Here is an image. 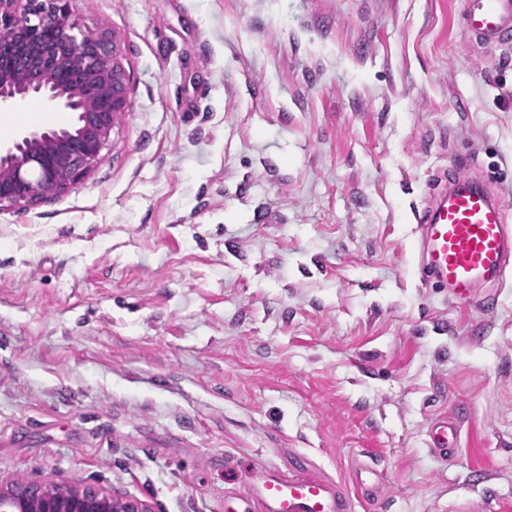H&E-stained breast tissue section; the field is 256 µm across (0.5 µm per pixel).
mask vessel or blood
<instances>
[{
	"instance_id": "1",
	"label": "vessel or blood",
	"mask_w": 512,
	"mask_h": 512,
	"mask_svg": "<svg viewBox=\"0 0 512 512\" xmlns=\"http://www.w3.org/2000/svg\"><path fill=\"white\" fill-rule=\"evenodd\" d=\"M466 30L484 46H512V0H463ZM424 282L460 297L502 281L512 267V208L488 181L470 173L449 179L418 214ZM460 434L456 417L436 418L430 446L448 453ZM260 512H354L340 483L307 475L263 473L250 492Z\"/></svg>"
}]
</instances>
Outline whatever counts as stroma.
Returning a JSON list of instances; mask_svg holds the SVG:
<instances>
[{"label":"stroma","mask_w":512,"mask_h":512,"mask_svg":"<svg viewBox=\"0 0 512 512\" xmlns=\"http://www.w3.org/2000/svg\"><path fill=\"white\" fill-rule=\"evenodd\" d=\"M462 2L72 0L129 110L76 189L0 210V480L224 512L302 457L355 512H512V277L417 265L461 157L512 204V49ZM17 112L74 120L26 101L0 143ZM460 434L459 422L456 416L444 415L436 418L431 426L429 437H430V448H434L437 452L448 454L457 444V438Z\"/></svg>","instance_id":"35a3bbf8"}]
</instances>
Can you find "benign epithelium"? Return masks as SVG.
I'll list each match as a JSON object with an SVG mask.
<instances>
[{
	"label": "benign epithelium",
	"mask_w": 512,
	"mask_h": 512,
	"mask_svg": "<svg viewBox=\"0 0 512 512\" xmlns=\"http://www.w3.org/2000/svg\"><path fill=\"white\" fill-rule=\"evenodd\" d=\"M71 0H0V111L38 97L52 111L74 115L70 125L27 128L0 145V210L29 209L70 192L99 162L119 117L128 111L130 76L115 35L71 19ZM17 512H154L116 489L60 482L0 485V501Z\"/></svg>",
	"instance_id": "obj_1"
}]
</instances>
